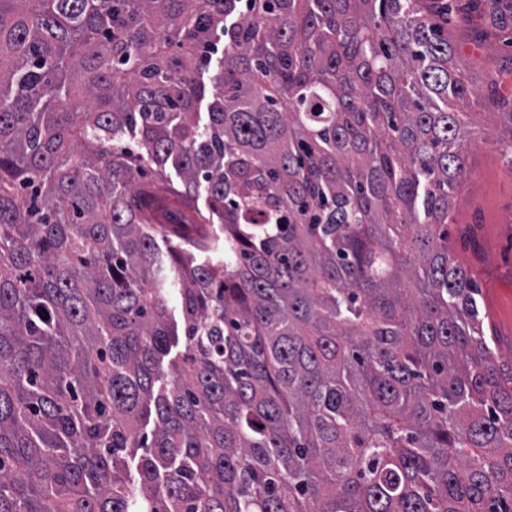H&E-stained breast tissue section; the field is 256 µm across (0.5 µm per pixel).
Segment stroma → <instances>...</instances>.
Returning <instances> with one entry per match:
<instances>
[{
  "instance_id": "1",
  "label": "stroma",
  "mask_w": 512,
  "mask_h": 512,
  "mask_svg": "<svg viewBox=\"0 0 512 512\" xmlns=\"http://www.w3.org/2000/svg\"><path fill=\"white\" fill-rule=\"evenodd\" d=\"M448 36L466 63L474 134L468 174L448 218V248L480 288L478 308L502 364L512 363V165L492 145L507 136L512 106V27L495 24L483 0H453Z\"/></svg>"
}]
</instances>
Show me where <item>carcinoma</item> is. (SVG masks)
I'll use <instances>...</instances> for the list:
<instances>
[{"label": "carcinoma", "mask_w": 512, "mask_h": 512, "mask_svg": "<svg viewBox=\"0 0 512 512\" xmlns=\"http://www.w3.org/2000/svg\"><path fill=\"white\" fill-rule=\"evenodd\" d=\"M241 5L0 0V512H512L448 7Z\"/></svg>", "instance_id": "obj_1"}]
</instances>
